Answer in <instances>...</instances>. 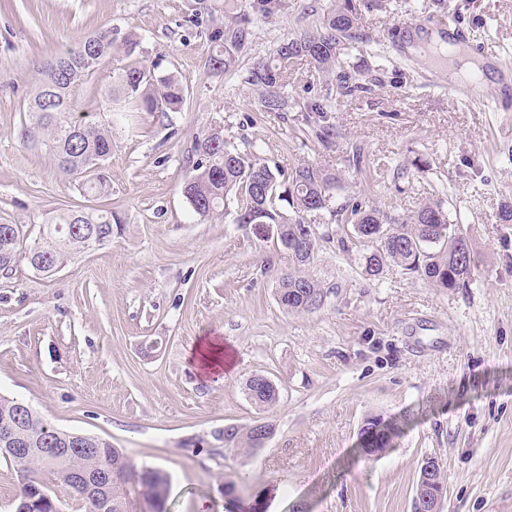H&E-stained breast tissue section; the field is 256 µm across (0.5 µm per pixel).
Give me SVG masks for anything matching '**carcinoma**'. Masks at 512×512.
I'll use <instances>...</instances> for the list:
<instances>
[{
  "label": "carcinoma",
  "instance_id": "obj_1",
  "mask_svg": "<svg viewBox=\"0 0 512 512\" xmlns=\"http://www.w3.org/2000/svg\"><path fill=\"white\" fill-rule=\"evenodd\" d=\"M281 0H246L243 13L234 22L217 28L212 39L234 48H243L249 35L251 15L268 20L276 16ZM315 25L294 31L277 49L278 59L285 62L305 57L321 73L341 65L347 46L362 40L358 20L363 10L373 7L374 0H333ZM112 32H99L85 38L79 47L57 58L60 68L47 65L41 70L35 93L27 104V121L21 129V139L39 146L53 157L58 169L73 179L76 169L86 162H104L112 154V126L105 123L82 121L84 137L72 139L73 92L84 81L92 78L100 64L112 57ZM246 83L258 91L266 112L284 108L286 96L282 66L266 59L253 62ZM56 99L54 107L61 108L55 120L41 114L40 100L46 92ZM109 98L120 103V112H176L185 102L183 86L170 75H158L155 70L130 66L113 76ZM312 113L315 137L326 148L336 137V127L327 120L324 107L315 101L307 105ZM70 157V164H60V156ZM196 162L193 175L187 180L184 194L192 212L204 220L228 214L229 205H235L236 224H281L283 247L291 252L297 270L281 278L276 288L280 305L290 312L313 313L324 305L325 294L320 283L304 272L309 261L297 255L296 232L308 223L311 216L329 211L336 224L348 225L354 239L366 246L363 255L364 272L377 277L390 264H396L420 279L439 288L460 289L468 286L474 276L475 260L467 236L449 222L448 211L438 202L422 204L408 218H399L389 212L373 208L364 200L353 198L336 206V190L340 178L336 173L314 163H301L284 174L279 168L256 162L253 153L241 150L232 143L207 131L196 137L193 146ZM78 190L99 193L106 188L107 176L97 174L90 181H76ZM288 209H283L281 203ZM95 224L102 230L121 223L115 212L82 213L74 220V213H63L40 227L39 238L29 252L33 257L45 258L56 266L65 265L72 257L94 246L93 240L76 235L68 237L64 229L77 224ZM29 238L20 224H0V272L13 270L19 258V249ZM247 395L260 407H269L278 400V391L269 385L246 384ZM16 400L0 396V448H10L4 429L10 426L14 437L29 449L25 455L4 456L0 460L10 464L21 477L22 485L16 503L28 498L29 486L46 471L41 449L68 445L71 453L66 465L73 470L95 475L107 466L119 467L129 478L101 486L100 494L112 500V512H124V506L134 498L164 503L169 478L157 468L138 469L123 452L110 444L99 442V437L71 432L55 427L34 409L27 418L16 421ZM254 426L230 425L224 429V446L230 451L257 448Z\"/></svg>",
  "mask_w": 512,
  "mask_h": 512
}]
</instances>
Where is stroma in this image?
Listing matches in <instances>:
<instances>
[{
	"instance_id": "stroma-1",
	"label": "stroma",
	"mask_w": 512,
	"mask_h": 512,
	"mask_svg": "<svg viewBox=\"0 0 512 512\" xmlns=\"http://www.w3.org/2000/svg\"><path fill=\"white\" fill-rule=\"evenodd\" d=\"M330 4L282 0L275 21L251 25L224 74L208 67L211 32L239 0H0V224L34 238L63 209L121 218L111 241L58 273L24 258L0 273V395L164 470L166 512H413L430 457L446 479L442 512H512V224L499 220L512 205V125L461 105L445 78L400 51L403 23L416 16L451 19L486 51L512 57V0H379L359 20L364 44L344 57L365 91L337 93L338 74L297 58L286 65L287 108L264 111L245 81L252 63ZM101 31L114 54L77 90V112L109 119L112 77L134 65L174 76L187 101L114 126L110 189L87 195L20 129L43 64ZM314 100L336 126L332 147L306 120ZM215 127L252 143L258 162L335 170L340 203L359 196L405 217L442 202L474 252L469 287L439 288L394 265L364 275L363 246L342 249L345 232L324 211L306 271L325 303L309 314L283 309L277 282L295 263L276 225L259 236L228 217L200 220L183 194L194 141ZM351 143L364 149L357 168ZM208 336L233 356L224 376H204L192 360ZM255 375L276 384L273 406L247 396ZM374 417L399 435L367 457L358 437ZM257 422L274 426L265 447L225 449V426Z\"/></svg>"
}]
</instances>
